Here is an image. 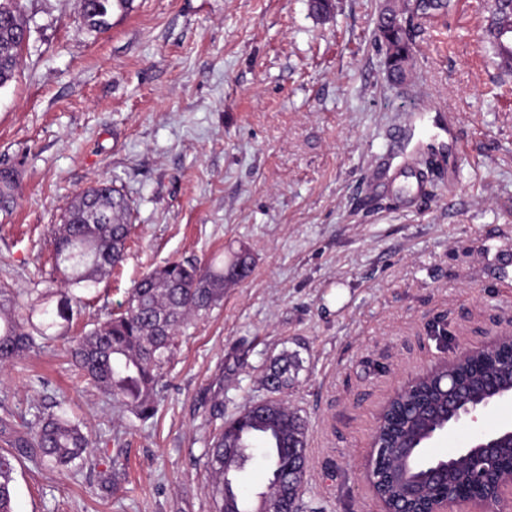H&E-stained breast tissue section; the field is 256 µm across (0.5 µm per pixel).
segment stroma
<instances>
[{
	"label": "stroma",
	"mask_w": 512,
	"mask_h": 512,
	"mask_svg": "<svg viewBox=\"0 0 512 512\" xmlns=\"http://www.w3.org/2000/svg\"><path fill=\"white\" fill-rule=\"evenodd\" d=\"M31 28L0 88V282L27 301L48 278L67 203L100 180L127 198L124 262L85 293L69 333L119 312L144 274L241 250L252 273L178 337L156 415L86 388L62 340L0 370V418L64 403L95 462L67 473L25 456L14 512H213L205 470L224 421L284 397L308 428L302 512H381L365 477L394 390L512 321V78L481 43V0L410 17L413 57L393 84L375 40L382 0H133L101 33L82 0H21ZM417 119L404 147L392 133ZM454 122L439 151L454 186L408 204L397 169ZM512 422V399L452 428L430 455ZM299 368L300 362L296 355L284 352L270 366L264 378V384L271 393L287 390L294 383Z\"/></svg>",
	"instance_id": "1"
}]
</instances>
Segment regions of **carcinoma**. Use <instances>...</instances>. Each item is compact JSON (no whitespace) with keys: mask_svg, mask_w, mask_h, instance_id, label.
Returning <instances> with one entry per match:
<instances>
[{"mask_svg":"<svg viewBox=\"0 0 512 512\" xmlns=\"http://www.w3.org/2000/svg\"><path fill=\"white\" fill-rule=\"evenodd\" d=\"M132 0H84L82 23L90 31L110 26L114 10L126 11ZM447 0H408L393 4L398 25L378 29V41L385 50L389 79L402 84L411 60V37L404 14L430 17L444 11ZM28 29L20 0H0V88L15 76L20 65V35ZM485 44L502 73L512 74V7L490 0ZM17 175L0 170V200L11 197ZM129 203L114 182H98L82 191L66 207L62 224L55 232L52 266L63 276L67 287L88 289L112 273L124 259L130 236ZM251 273L244 253L229 261L216 256L205 266L172 262L142 277L123 303V309L80 336L66 337L58 327L70 323L73 305L80 298L52 288L29 291L28 316L18 311L16 295L0 285V367L34 351L41 340L54 335L67 338L69 353L84 380L112 399L115 406L139 420L157 413L159 388L164 370L176 350L181 328L193 316H202L224 301V288ZM40 316L33 322L34 316ZM300 368L299 359L283 353L269 368L264 384L272 393L291 386ZM392 437H412L423 447L430 440V428L448 429L439 407L420 399L392 402L387 419ZM0 434L10 450L0 452V512H14V473L18 456L30 450L52 468L68 470L93 463L91 440L80 423L66 412L41 415L16 427L0 420ZM308 445L305 421L275 398L246 405L225 421L208 451L207 467L215 475V512H261L258 504H273L279 512H290L297 496L287 493L304 480ZM260 450L268 463L266 488L247 497L235 486L236 474ZM439 459L410 460L411 474L420 480L421 490L434 486L433 468Z\"/></svg>","mask_w":512,"mask_h":512,"instance_id":"obj_1","label":"carcinoma"}]
</instances>
